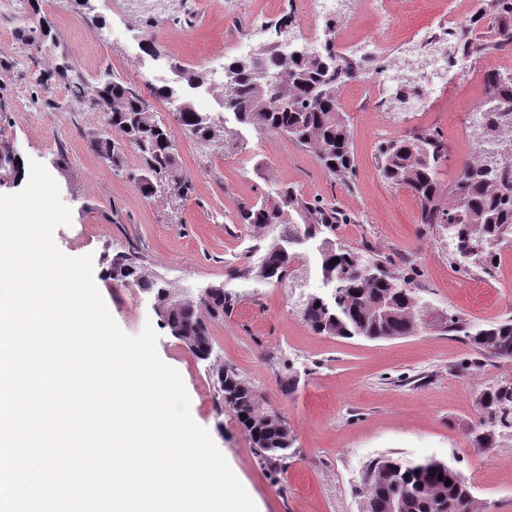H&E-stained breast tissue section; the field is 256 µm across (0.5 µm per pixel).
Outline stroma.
<instances>
[{
	"label": "stroma",
	"mask_w": 512,
	"mask_h": 512,
	"mask_svg": "<svg viewBox=\"0 0 512 512\" xmlns=\"http://www.w3.org/2000/svg\"><path fill=\"white\" fill-rule=\"evenodd\" d=\"M357 0L341 25L344 41H381L384 67L414 34L473 0ZM52 22L57 47L30 64L12 11L0 6V148L21 161L48 168L72 211L70 225L55 231L59 249L93 257L94 282L123 331L135 335L146 321L159 334L157 352L176 368L191 399V415L206 428L258 512H363L369 466L382 458L404 462L435 459L455 467L471 486L478 512H512V440L474 450L468 437L480 415L476 399L485 388L512 381V360H489L460 336L425 329L394 340L323 336L298 314L302 295L321 293L315 256L310 277L297 288L260 285L253 270L261 257L259 231L240 224L242 204L268 199L284 186L319 198L353 221L337 225L336 242L363 255H376L386 268L412 276V286L433 316L457 315L473 327L512 318V245L498 249L492 274L452 269L444 239L419 222V204L405 188L389 184L377 165L379 142L430 128L450 148L441 183L450 187L472 147L475 115L488 98L484 75L512 73V48L472 62L453 73L433 103L408 110L396 93L378 103L369 75L345 85L340 105L350 129L355 167L347 183L331 180L312 153L283 135L242 127L232 113L226 125L245 148L198 144L176 131L179 173L193 187L178 196L167 180L143 194L131 178L140 158L125 148L122 170L100 161L89 141L103 131L101 113L73 105L65 83H56V109L34 104L40 72L66 52L95 87L103 71L141 93L177 79L173 64L201 73L204 81L187 95L201 112L221 110L219 72L243 57L239 46L251 13L269 16L271 28L252 49L276 43L281 17L298 32L308 20L310 0H191L188 13L151 25L122 13L120 0H92L78 15L69 0H40ZM154 43L155 55L144 52ZM63 166H55L57 156ZM142 254L148 269L178 293L195 295L210 283L236 297L223 321L210 323L214 354L197 359L157 320L153 295L113 280V256L127 248ZM235 369L262 398L263 410L288 424L293 446L287 459L270 463L253 447L225 407L214 365Z\"/></svg>",
	"instance_id": "obj_1"
}]
</instances>
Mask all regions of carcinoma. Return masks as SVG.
<instances>
[{
    "label": "carcinoma",
    "instance_id": "1",
    "mask_svg": "<svg viewBox=\"0 0 512 512\" xmlns=\"http://www.w3.org/2000/svg\"><path fill=\"white\" fill-rule=\"evenodd\" d=\"M27 2L17 34L35 63L47 46L54 47L57 42L51 22L40 15L39 0ZM483 15L512 18V0H491ZM497 31L498 39L493 42L474 41L460 32L457 54L471 61L512 44V26L501 23ZM258 66L269 76H286V81L268 91L253 74L252 62L232 59L224 70L231 71L233 77L219 91L224 109L241 125L285 135L314 154L329 176L345 178L353 170L354 157L339 91L359 73L340 67L333 45L298 59L284 56L278 49H267L261 53ZM502 78L497 71L485 74L488 95L496 97L502 111L481 112L485 128L475 138L477 154L461 163L448 192H443L440 180L441 164L448 160V143L437 131L411 132L378 148L383 177L413 193L419 203L420 223L446 232L448 256L461 272L475 264L490 273L497 263L492 245L512 244V79L504 82ZM58 79L67 83L75 101L86 107L92 103L102 114L105 129L91 140V149L99 159L116 170L121 168L123 150L109 136V131L117 128L141 159L142 168L135 180L142 192H152L153 179L159 176L182 196L193 191L177 173L173 130L154 118L137 90L106 70L94 93L86 95L84 75L64 53L52 71L40 76L39 85L48 94ZM175 122L201 145L222 141L228 150L244 146L226 127L224 113L199 112L190 100L176 110ZM238 218L239 223L263 229L271 238L253 270L256 281L263 284L286 285L307 269L303 252L282 249L283 238L301 236L319 244V271L324 286L331 289L330 297L308 294L299 307L302 320L315 332L391 340L413 334L421 322L423 314L408 278L382 269L379 259L364 258L327 242L326 233L347 223V215L336 208L285 187L270 201L242 206ZM336 258L339 262L332 263ZM111 265L112 279L155 295L164 310L162 324L177 332L198 359H210L213 341L199 312L206 311L213 321L224 319L236 301L224 285H214L215 291L194 303L179 304L178 292L152 275L137 251L129 248L116 253ZM384 301L394 304L393 313L377 318L375 312ZM441 326L464 334L484 355L512 360V319L469 330L460 318L450 315ZM217 380L224 405L238 416L260 455L269 461L288 457L292 437L287 424L274 413L259 411L260 396L252 386L230 368H217ZM477 406L485 419L496 420V426L490 436L473 437L472 447L487 448L512 438V383L482 391ZM447 479L449 486L445 485ZM394 503L401 505L402 512H475L470 487L460 472L434 459L407 464L388 457L370 466L365 512H389Z\"/></svg>",
    "mask_w": 512,
    "mask_h": 512
}]
</instances>
